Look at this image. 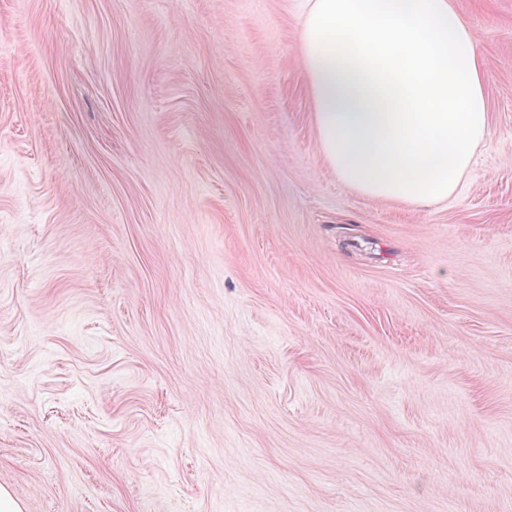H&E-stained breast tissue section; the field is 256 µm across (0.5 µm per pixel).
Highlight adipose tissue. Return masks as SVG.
<instances>
[{
    "mask_svg": "<svg viewBox=\"0 0 512 512\" xmlns=\"http://www.w3.org/2000/svg\"><path fill=\"white\" fill-rule=\"evenodd\" d=\"M301 56L322 152L367 196L448 199L492 135L487 75L452 0H308Z\"/></svg>",
    "mask_w": 512,
    "mask_h": 512,
    "instance_id": "1",
    "label": "adipose tissue"
}]
</instances>
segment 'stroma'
Instances as JSON below:
<instances>
[{
    "instance_id": "stroma-1",
    "label": "stroma",
    "mask_w": 512,
    "mask_h": 512,
    "mask_svg": "<svg viewBox=\"0 0 512 512\" xmlns=\"http://www.w3.org/2000/svg\"><path fill=\"white\" fill-rule=\"evenodd\" d=\"M448 201L323 156L303 0H0V487L27 512H512V0Z\"/></svg>"
}]
</instances>
